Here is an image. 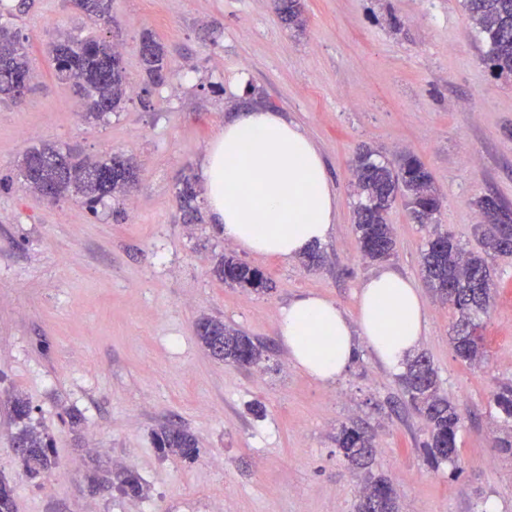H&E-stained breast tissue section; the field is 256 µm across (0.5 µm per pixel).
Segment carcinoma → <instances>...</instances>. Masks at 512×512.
<instances>
[{
	"mask_svg": "<svg viewBox=\"0 0 512 512\" xmlns=\"http://www.w3.org/2000/svg\"><path fill=\"white\" fill-rule=\"evenodd\" d=\"M282 24L294 30L304 27L301 0H272ZM473 24L483 37V60L498 78L512 76V0H463ZM80 10L106 22L109 0H79ZM111 43L98 38L60 36L49 45V55L60 80H72L87 120L103 121L129 96L130 83L124 61ZM138 56L150 82L159 84L170 75V62L164 45L153 34H142ZM33 78V67L26 40L7 24L0 25V102L16 103L28 92L25 81ZM358 202L354 209V230L359 250L365 259L389 258L395 243L386 214L400 199L417 224L435 223L441 207L439 192L424 163L413 154L403 155L393 163L370 148L360 150L352 168ZM16 179L30 191L43 194L47 185L55 186L58 197L75 196L90 212L107 200L125 193L139 180V168L122 154L90 157L76 146L42 144L29 148L18 161ZM199 191L195 179L186 175L178 191L180 208L189 220L196 219L195 202ZM482 221L476 226L487 255L506 254L503 240L512 236V210L493 195L479 201ZM421 267L432 292L451 303L459 314L453 327L456 355L473 366L485 359L480 316L487 312L491 297V269L482 256H465L450 233H436L421 250ZM216 276L229 285L254 291H268L267 279L258 269L232 253L220 256ZM197 338L218 360L242 366H254L267 359L264 347L241 330L224 322L202 318L197 323ZM402 386L409 405L429 425L425 444L431 463L457 461V437L461 413L447 396L440 393L436 370L431 360L418 354L407 363ZM495 408L512 419V383L501 386L492 398ZM29 402L15 394L9 399L8 417L15 425L13 448L27 477L35 479L49 472L53 465L50 443L32 424ZM158 447L193 460L199 456L196 438L179 428L163 426L155 433ZM337 447L348 463L364 468L373 455L370 439L356 426L342 427L336 437ZM115 483L125 495L138 498L144 488L138 476L120 471ZM0 512H14V489L0 478ZM356 512H399L398 496L388 478L369 476V483L356 505Z\"/></svg>",
	"mask_w": 512,
	"mask_h": 512,
	"instance_id": "1",
	"label": "carcinoma"
}]
</instances>
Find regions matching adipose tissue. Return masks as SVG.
Here are the masks:
<instances>
[{"mask_svg":"<svg viewBox=\"0 0 512 512\" xmlns=\"http://www.w3.org/2000/svg\"><path fill=\"white\" fill-rule=\"evenodd\" d=\"M199 176L214 232L280 260L327 240L337 195L313 139L297 122L261 107L235 112L203 149ZM357 315L313 293L282 307L278 334L305 375L333 383L369 346L399 371L425 330V300L414 280L383 266L358 285Z\"/></svg>","mask_w":512,"mask_h":512,"instance_id":"ef3b65f1","label":"adipose tissue"}]
</instances>
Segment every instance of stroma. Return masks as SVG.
Returning a JSON list of instances; mask_svg holds the SVG:
<instances>
[{"label":"stroma","mask_w":512,"mask_h":512,"mask_svg":"<svg viewBox=\"0 0 512 512\" xmlns=\"http://www.w3.org/2000/svg\"><path fill=\"white\" fill-rule=\"evenodd\" d=\"M303 3L301 32L281 24L271 0H111L106 25L70 0H27L9 16L37 78L21 105L0 104V180H13L40 142L120 152L140 166L130 195L95 215L73 197L51 204L14 180L0 187V477L14 488V512H212L219 500L225 512H355L365 482L336 446L345 425L369 436L370 470L392 481L400 512H486L491 501L512 512V454L494 446L512 427L491 401L512 382L511 255L492 262L480 367L453 350L455 309L425 299L418 349L463 416L454 465L428 461L425 420L370 348L324 384L292 364L277 330L281 308L307 292L355 315L357 285L377 268L354 231L350 161L360 147L416 154L442 194L441 229L479 251L478 199L512 206V80L490 76L462 0ZM146 31L168 50L173 75L161 85L144 80L136 53ZM61 32L121 51L131 91L107 120L82 121L72 83L57 79L46 47ZM238 77L243 93H223ZM254 105L300 123L325 159L338 210L318 267L249 252L208 220H182V176L196 174L228 112ZM387 222L390 265L421 279L430 227L399 204ZM225 252L260 269L271 291L219 280L213 268ZM202 317L269 345L268 369L212 357L196 337ZM15 393L53 440L49 482L27 479L15 456ZM163 426L193 434L199 457L156 448ZM115 469L137 473L143 496L105 485Z\"/></svg>","instance_id":"35a3bbf8"}]
</instances>
